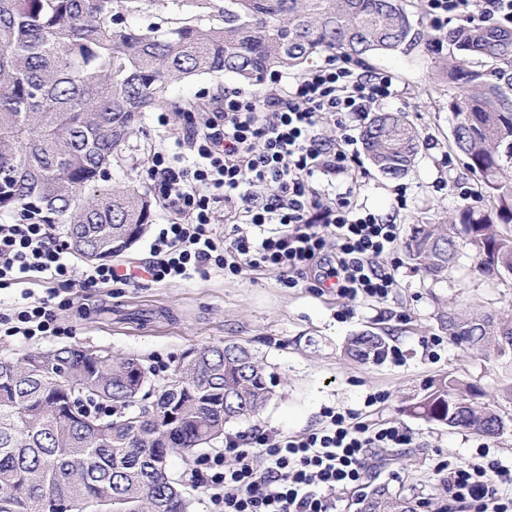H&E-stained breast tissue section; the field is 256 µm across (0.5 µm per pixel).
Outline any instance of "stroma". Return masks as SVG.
Here are the masks:
<instances>
[{"label":"stroma","mask_w":512,"mask_h":512,"mask_svg":"<svg viewBox=\"0 0 512 512\" xmlns=\"http://www.w3.org/2000/svg\"><path fill=\"white\" fill-rule=\"evenodd\" d=\"M456 60L447 47L418 48L412 52L381 53L366 59L363 71L394 73L401 94L386 103L389 111L408 112L426 139L416 166L399 179L376 172L362 162L358 173L322 175L319 186L350 191L351 199L382 220L397 224L402 239L418 227L445 220L458 206L471 202L477 179L468 172L466 158L451 146L454 125L453 93H434L443 69ZM233 75H203L173 83L168 94L175 102L189 101L218 111L225 92L240 88ZM171 103V105H172ZM171 105L150 112L131 133L121 165L113 167L111 184L128 182L149 187L143 158L152 148L175 152V138L186 122ZM167 115L160 125L158 115ZM405 189L406 208H398L397 189ZM395 271L398 286L383 301L363 300L342 313V303L330 289L286 288L273 271H251L239 276L211 274L177 283H150L135 287L114 283L88 292L77 291L73 303L59 315L69 332L26 342L0 338V357H17L40 347L78 345L134 355L163 378L186 351L209 343H237L253 350L273 373L276 395L258 419L227 425L225 436L260 432L268 443L283 435H299L319 427L328 408L359 413L369 425L394 422L408 430L410 447L394 449L393 461L372 470L370 485H384L409 496H423L428 512H439L448 492L436 473L438 463L464 460L486 444L491 458L512 466V432L500 438L457 433L409 415L407 409L427 387L445 373L477 384L498 398L502 384L512 377V360L486 359L444 341L438 317L467 301L477 312L512 315V277L474 273V253L460 248L447 278L435 281L416 267L406 251H399ZM391 330V346L403 358H385L360 364L344 354L348 338L366 330ZM384 394L383 402L365 406L366 396Z\"/></svg>","instance_id":"1"}]
</instances>
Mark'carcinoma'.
Returning <instances> with one entry per match:
<instances>
[{
  "label": "carcinoma",
  "instance_id": "1",
  "mask_svg": "<svg viewBox=\"0 0 512 512\" xmlns=\"http://www.w3.org/2000/svg\"><path fill=\"white\" fill-rule=\"evenodd\" d=\"M163 0H0V212L43 215L86 260L122 253L153 221L135 184L111 188L112 164L130 132L165 103L169 86L229 73L254 84L270 71H301L334 51L349 59L421 42H447L462 64L434 90H458L452 145L481 178L491 210L457 208L406 242L434 280L448 276L459 244L484 275H512V31L458 25L425 36L404 0H199L208 22L132 26L124 15ZM361 138L380 173L397 178L424 147L405 112H375ZM455 344L485 358L512 357V318L460 303L439 317ZM387 337L363 331L344 353L362 364L387 357ZM183 356L161 382L139 359L74 346L0 359V512H195L170 469L224 439L226 425L260 415L274 396L258 357L236 343ZM147 394L151 405L138 406ZM477 388L442 375L409 413L448 429L499 437L507 423L475 402ZM360 512H418L377 487Z\"/></svg>",
  "mask_w": 512,
  "mask_h": 512
}]
</instances>
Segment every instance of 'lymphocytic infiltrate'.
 <instances>
[{"instance_id": "f902f5d3", "label": "lymphocytic infiltrate", "mask_w": 512, "mask_h": 512, "mask_svg": "<svg viewBox=\"0 0 512 512\" xmlns=\"http://www.w3.org/2000/svg\"><path fill=\"white\" fill-rule=\"evenodd\" d=\"M426 13L438 31L453 20L512 30V0H426ZM266 80L278 92L228 91L223 111L188 115L177 145L191 165H178L162 148L151 152L147 175L175 219L153 239L141 274L159 283L273 270L287 288L310 277L331 284L349 307L387 299L397 281L378 262L399 249L396 225L313 182L319 174L351 171L359 153L349 121L397 98L395 76L365 73L350 59L329 55L291 84L278 72ZM329 122L341 129L340 141L324 138ZM266 183L274 193L257 195ZM138 276L118 273L112 263L74 275L54 226L21 214L16 223L0 224V288L44 283L48 291L25 309L1 313L0 334L26 341L66 334L57 312L69 306L67 292L127 285ZM324 416L323 426L272 445L260 433L245 448L227 438L233 465L206 458L192 475L220 512H337V490L358 488L367 478L370 450L406 448L412 437L395 423L356 422L350 411L328 408ZM447 469L452 501L471 512H512V467L488 450L448 462Z\"/></svg>"}]
</instances>
